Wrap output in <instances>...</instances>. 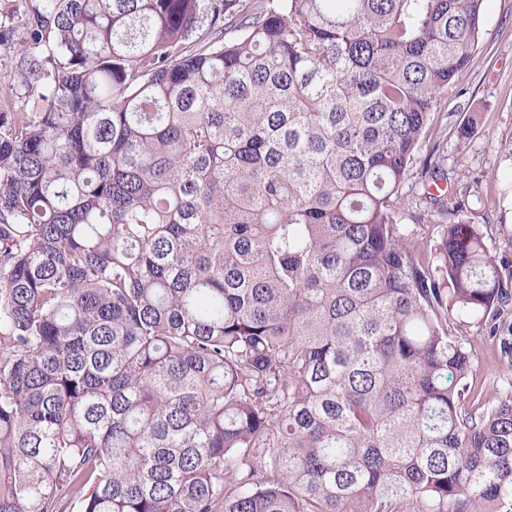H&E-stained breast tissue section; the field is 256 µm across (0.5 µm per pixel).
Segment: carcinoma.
<instances>
[{"label":"carcinoma","instance_id":"cac0c4a2","mask_svg":"<svg viewBox=\"0 0 512 512\" xmlns=\"http://www.w3.org/2000/svg\"><path fill=\"white\" fill-rule=\"evenodd\" d=\"M485 5L0 14V512H512L448 330L508 283L465 201L421 251L397 208Z\"/></svg>","mask_w":512,"mask_h":512}]
</instances>
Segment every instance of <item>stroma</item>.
<instances>
[{"mask_svg":"<svg viewBox=\"0 0 512 512\" xmlns=\"http://www.w3.org/2000/svg\"><path fill=\"white\" fill-rule=\"evenodd\" d=\"M484 36L466 68L442 91L434 121L420 151L444 160L449 197L468 202L472 223L487 227L489 249L512 277V0H487ZM476 118V131L458 140L456 127ZM406 197L403 222L418 248L432 244L441 226L433 205L423 201L422 176ZM512 327V300L497 321H474L458 327L473 364L471 403L495 402L512 388V359L505 357L499 338Z\"/></svg>","mask_w":512,"mask_h":512,"instance_id":"obj_1","label":"stroma"}]
</instances>
